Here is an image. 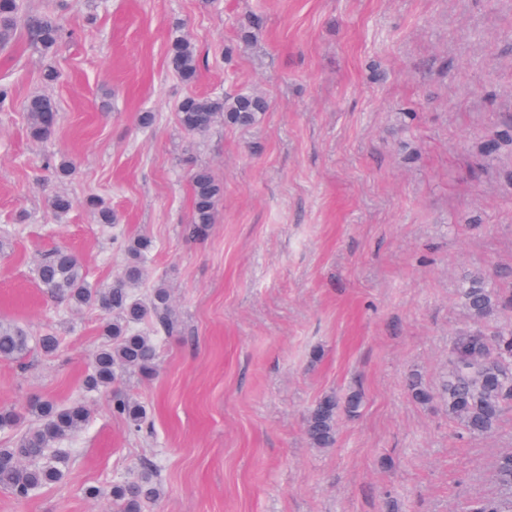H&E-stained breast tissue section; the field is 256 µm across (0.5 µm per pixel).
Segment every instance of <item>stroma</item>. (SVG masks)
Wrapping results in <instances>:
<instances>
[{"mask_svg":"<svg viewBox=\"0 0 512 512\" xmlns=\"http://www.w3.org/2000/svg\"><path fill=\"white\" fill-rule=\"evenodd\" d=\"M26 3L57 4L74 36L46 56L21 28L0 51L13 93L0 112V320L35 338L55 328L62 345L0 360V407L82 400L91 418L65 442L63 479L24 500L0 489V512H112L113 483L144 462L162 483L147 512H458L501 495L512 407L472 438L406 382L438 388L456 336L512 323V147L481 150L512 124V0ZM180 35L200 59L190 85L168 66ZM189 92L256 94L267 108L251 127L190 135L175 114ZM35 93L59 107L43 141L21 109ZM62 156L73 179L43 167ZM199 166L224 196L190 239ZM91 191L117 228L85 206ZM57 192L72 199L62 215ZM117 232L152 240L149 279L165 282L175 317L157 373L117 382L145 406L147 436L113 416L111 392L83 389L99 312L52 301L34 274L65 246L109 287L124 264ZM475 273L503 292L478 324L460 297ZM351 391L359 412L339 417L332 447H313L309 407Z\"/></svg>","mask_w":512,"mask_h":512,"instance_id":"35a3bbf8","label":"stroma"}]
</instances>
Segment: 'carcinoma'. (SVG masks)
I'll use <instances>...</instances> for the list:
<instances>
[{"label": "carcinoma", "mask_w": 512, "mask_h": 512, "mask_svg": "<svg viewBox=\"0 0 512 512\" xmlns=\"http://www.w3.org/2000/svg\"><path fill=\"white\" fill-rule=\"evenodd\" d=\"M24 24L31 40L48 56L56 52L64 36L53 10L40 15L26 12L25 0H0V46H7L19 24ZM169 66L185 83H192L200 61L195 47L181 36L169 48ZM266 110L265 101L251 94L234 96H198L188 93L178 102L176 115L180 127L188 134L208 132L218 120L235 127H251ZM30 135L38 140L50 137L58 124V106L45 94L28 97L23 103ZM224 193L205 167L191 175L192 224L195 238L206 234L214 222L216 206ZM88 208L96 211L102 224L117 223L112 208L97 194L85 198ZM126 255L123 274L112 285L101 289L89 284L87 271L79 257L66 247H58L36 268V277L45 293L58 303L74 309H96L101 313L100 336L103 341L95 351L92 371L84 380L88 392L112 389V415L123 419L131 431L149 428L144 406L122 391L112 388L128 371L152 376L156 371L157 340L160 331L173 327L169 294L164 283L157 282L149 298L140 297L146 256L151 242L145 238L116 240ZM465 308L479 323L499 307L501 289L482 274L469 279L460 290ZM39 350L49 356L61 345L60 336L49 330L36 341ZM32 349L31 337L15 323L0 321V359L24 358ZM412 397L421 404L440 399L448 417L456 420L463 433L482 436L493 433L507 404L512 403V325L496 332L488 341L484 332L470 330L457 337L448 355V373L438 393L413 379ZM361 406V396L345 398L336 394L321 396L308 410L305 432L315 448H329L335 443L336 421L341 413L354 414ZM27 414L33 423L21 428L23 414L10 407L0 408V432L14 435L12 446L0 448V489L17 499H26L42 488L62 480V463L69 451L60 444L80 430L89 419L88 408L80 401L68 405L37 400ZM496 476L506 490L502 496L467 501L461 512H512V454L501 456ZM158 468L144 462L130 480L112 485L114 512H144L160 496Z\"/></svg>", "instance_id": "obj_1"}]
</instances>
